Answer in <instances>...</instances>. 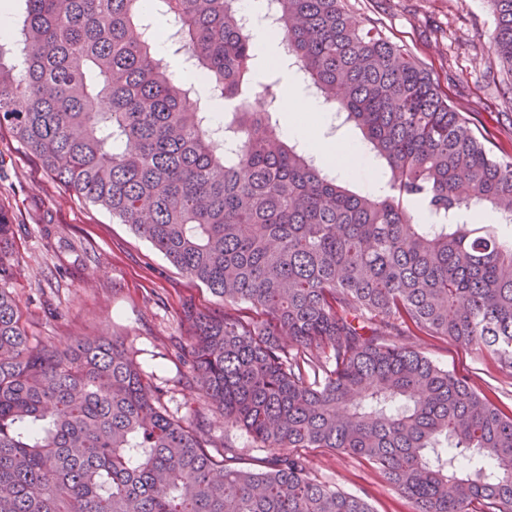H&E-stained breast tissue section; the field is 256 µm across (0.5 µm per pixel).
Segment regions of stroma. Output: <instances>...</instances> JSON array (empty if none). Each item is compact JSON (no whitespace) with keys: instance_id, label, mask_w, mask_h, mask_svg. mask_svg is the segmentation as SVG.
I'll use <instances>...</instances> for the list:
<instances>
[{"instance_id":"1","label":"stroma","mask_w":512,"mask_h":512,"mask_svg":"<svg viewBox=\"0 0 512 512\" xmlns=\"http://www.w3.org/2000/svg\"><path fill=\"white\" fill-rule=\"evenodd\" d=\"M352 20L375 21L394 44L423 63L489 141L512 148V85L493 50L496 19L485 0H350ZM0 209L12 212L14 253L21 274L10 282L35 342L63 345L76 338L118 336L162 387L176 416L203 424L215 445L232 439L249 463L263 451L204 401L180 354L190 327L186 305L223 309L201 283L169 263L129 225L56 186L38 161L8 135L0 136ZM411 344L512 411V371L473 347L414 336ZM310 471L353 493L366 492L374 512H412L366 463L324 448L307 449Z\"/></svg>"}]
</instances>
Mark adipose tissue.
<instances>
[{"instance_id":"adipose-tissue-1","label":"adipose tissue","mask_w":512,"mask_h":512,"mask_svg":"<svg viewBox=\"0 0 512 512\" xmlns=\"http://www.w3.org/2000/svg\"><path fill=\"white\" fill-rule=\"evenodd\" d=\"M285 98V135L299 141L311 155L331 164L342 177L349 178L360 172L373 170V160L356 142L314 135V128L325 120V108L320 100L309 96L292 80L286 83Z\"/></svg>"}]
</instances>
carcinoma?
<instances>
[{
    "instance_id": "obj_1",
    "label": "carcinoma",
    "mask_w": 512,
    "mask_h": 512,
    "mask_svg": "<svg viewBox=\"0 0 512 512\" xmlns=\"http://www.w3.org/2000/svg\"><path fill=\"white\" fill-rule=\"evenodd\" d=\"M22 2L8 63L0 42V134L224 301L184 311L182 361L266 456L211 449L115 336L31 345L0 210V512H372L313 476L307 448L363 460L413 512H512V412L407 343L449 339L512 371V241L461 221L490 207L512 224V152H491L349 0H274V35L362 130L383 194L280 140L278 93L246 94L238 0ZM487 3L512 72V0ZM173 24L210 100H240L230 122L157 51Z\"/></svg>"
}]
</instances>
